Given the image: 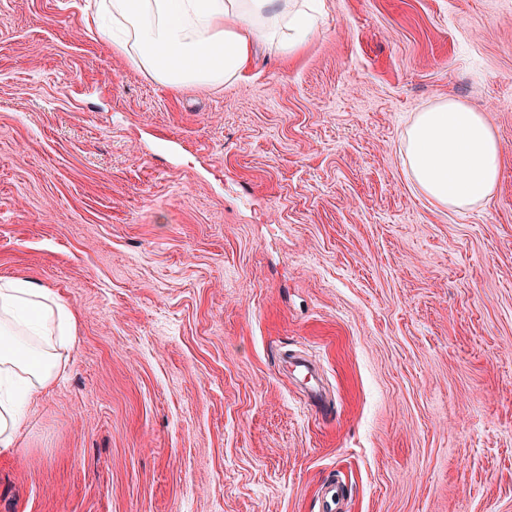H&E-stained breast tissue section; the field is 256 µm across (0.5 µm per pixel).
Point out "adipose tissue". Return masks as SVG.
Wrapping results in <instances>:
<instances>
[{"instance_id": "adipose-tissue-1", "label": "adipose tissue", "mask_w": 512, "mask_h": 512, "mask_svg": "<svg viewBox=\"0 0 512 512\" xmlns=\"http://www.w3.org/2000/svg\"><path fill=\"white\" fill-rule=\"evenodd\" d=\"M321 15L314 0H95L88 25L112 22V46L157 82L216 88L241 78L256 39L297 53ZM404 164L435 203L466 210L494 193L502 148L483 116L448 99L416 113ZM75 315L29 279H0V458L12 456L36 395L54 389L74 341Z\"/></svg>"}]
</instances>
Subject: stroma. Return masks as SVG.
Masks as SVG:
<instances>
[{
  "instance_id": "1",
  "label": "stroma",
  "mask_w": 512,
  "mask_h": 512,
  "mask_svg": "<svg viewBox=\"0 0 512 512\" xmlns=\"http://www.w3.org/2000/svg\"><path fill=\"white\" fill-rule=\"evenodd\" d=\"M87 4L0 0V277L76 317L0 512H512V0H325L214 89ZM448 97L504 156L465 211L403 164Z\"/></svg>"
}]
</instances>
